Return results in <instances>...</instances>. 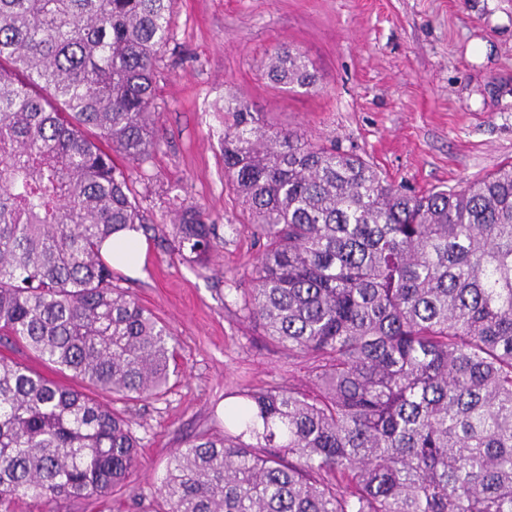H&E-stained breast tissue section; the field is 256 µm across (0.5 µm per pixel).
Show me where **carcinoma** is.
Segmentation results:
<instances>
[{"label":"carcinoma","instance_id":"carcinoma-1","mask_svg":"<svg viewBox=\"0 0 512 512\" xmlns=\"http://www.w3.org/2000/svg\"><path fill=\"white\" fill-rule=\"evenodd\" d=\"M171 3L0 0V340L126 400L176 373L169 326L101 253L148 231L130 182L157 145ZM265 76L316 88L286 48ZM223 111L224 177L263 241L241 311L315 382L240 390L224 435L169 460L163 512H512V163L410 194L230 92ZM169 204L205 263L216 225ZM138 448L131 419L0 361V512L106 497Z\"/></svg>","mask_w":512,"mask_h":512}]
</instances>
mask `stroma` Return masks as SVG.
Masks as SVG:
<instances>
[{"label":"stroma","mask_w":512,"mask_h":512,"mask_svg":"<svg viewBox=\"0 0 512 512\" xmlns=\"http://www.w3.org/2000/svg\"><path fill=\"white\" fill-rule=\"evenodd\" d=\"M281 46L309 61L314 92L264 76L262 62ZM228 92L269 124L355 152L411 190L478 179L512 161V0H173L156 70L158 146L132 185L156 234L126 285L170 326L177 374L157 399L98 393L133 417L139 465L108 498H63L53 512H159L170 456L223 432L232 392L313 385L309 362L240 311L262 245L224 179L217 134ZM174 185L218 226L207 266L174 247Z\"/></svg>","instance_id":"stroma-1"}]
</instances>
